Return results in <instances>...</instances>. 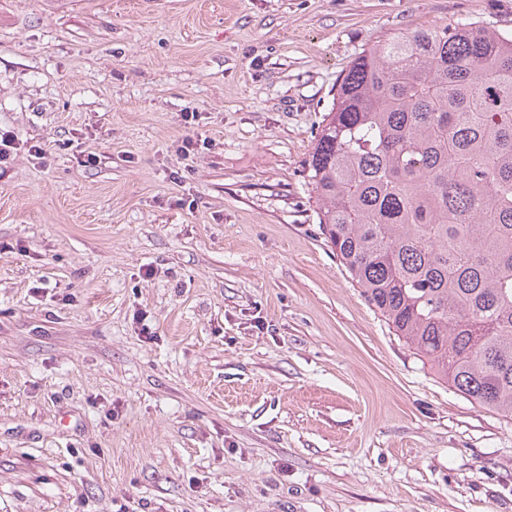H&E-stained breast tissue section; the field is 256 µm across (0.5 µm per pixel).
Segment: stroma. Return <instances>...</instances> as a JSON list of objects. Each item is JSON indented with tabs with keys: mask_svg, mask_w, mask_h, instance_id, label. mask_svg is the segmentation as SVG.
Masks as SVG:
<instances>
[{
	"mask_svg": "<svg viewBox=\"0 0 512 512\" xmlns=\"http://www.w3.org/2000/svg\"><path fill=\"white\" fill-rule=\"evenodd\" d=\"M460 21L512 0H0V128L46 150L0 166V512H512V416L394 335L306 178L351 62Z\"/></svg>",
	"mask_w": 512,
	"mask_h": 512,
	"instance_id": "obj_1",
	"label": "stroma"
}]
</instances>
